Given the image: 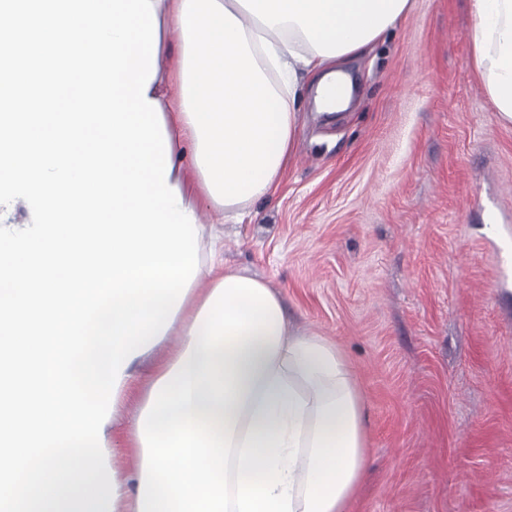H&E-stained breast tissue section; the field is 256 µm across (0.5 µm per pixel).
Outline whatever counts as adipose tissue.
Returning a JSON list of instances; mask_svg holds the SVG:
<instances>
[{
	"instance_id": "1",
	"label": "adipose tissue",
	"mask_w": 512,
	"mask_h": 512,
	"mask_svg": "<svg viewBox=\"0 0 512 512\" xmlns=\"http://www.w3.org/2000/svg\"><path fill=\"white\" fill-rule=\"evenodd\" d=\"M179 34L158 102L169 183L235 213L277 188L296 141L303 76L327 112L351 88L337 65L408 15L412 0H151ZM473 64L512 124V0H471ZM181 350L139 416L105 428L132 435L134 512H346L367 460L366 413L342 351L288 324L263 280L209 267Z\"/></svg>"
}]
</instances>
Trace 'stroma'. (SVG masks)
<instances>
[{
	"label": "stroma",
	"instance_id": "stroma-1",
	"mask_svg": "<svg viewBox=\"0 0 512 512\" xmlns=\"http://www.w3.org/2000/svg\"><path fill=\"white\" fill-rule=\"evenodd\" d=\"M469 0H413L344 60L351 109L300 130L274 193L215 226L225 265L259 277L289 322L349 360L367 409L347 512H512V125L472 62ZM181 338L132 366L136 417Z\"/></svg>",
	"mask_w": 512,
	"mask_h": 512
}]
</instances>
